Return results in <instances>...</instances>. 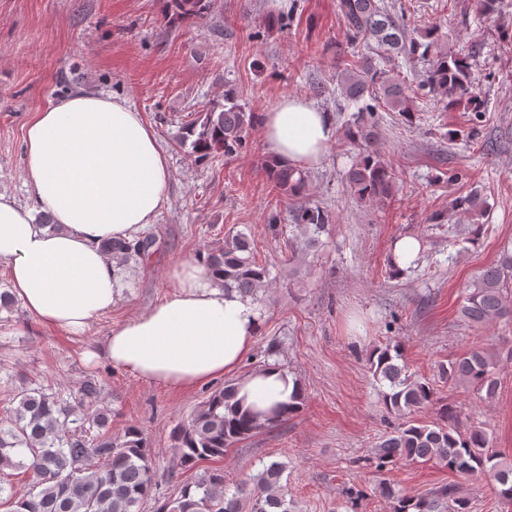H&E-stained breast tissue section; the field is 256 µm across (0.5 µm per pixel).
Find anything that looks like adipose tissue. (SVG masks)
<instances>
[{
    "label": "adipose tissue",
    "instance_id": "adipose-tissue-1",
    "mask_svg": "<svg viewBox=\"0 0 512 512\" xmlns=\"http://www.w3.org/2000/svg\"><path fill=\"white\" fill-rule=\"evenodd\" d=\"M261 131L268 150L298 168L317 166L336 139L329 114L293 95L264 112ZM25 149L32 202L0 194V264L37 323L78 335L118 295L102 240L132 239L154 224L169 202L168 157L126 100L86 92L36 112ZM36 208L54 226L34 223ZM170 278L171 294L113 327L105 353L140 378L191 390L238 367L256 341L260 311L252 298L219 288L198 262L174 266ZM296 387L287 371L268 366L238 381L236 398L264 415Z\"/></svg>",
    "mask_w": 512,
    "mask_h": 512
}]
</instances>
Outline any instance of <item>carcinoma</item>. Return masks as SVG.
Masks as SVG:
<instances>
[{
  "instance_id": "cac0c4a2",
  "label": "carcinoma",
  "mask_w": 512,
  "mask_h": 512,
  "mask_svg": "<svg viewBox=\"0 0 512 512\" xmlns=\"http://www.w3.org/2000/svg\"><path fill=\"white\" fill-rule=\"evenodd\" d=\"M214 0H164L168 23L195 24L211 13ZM341 19L352 41L362 39L386 46L408 59L427 61L422 86L440 96L443 110L467 98L472 111L481 105L471 92L468 59L439 43L436 29L424 30L422 39L409 33L403 17L386 0H337ZM385 59L370 51L336 78L343 98L358 111L373 114L365 96L373 88L382 91L386 106L405 121L415 120L414 97L391 78ZM256 124V116L246 111L237 97L224 95L205 112L202 121L184 127L183 143L190 144L201 158L215 154L232 156L245 144ZM344 139L360 147L346 179L361 202L379 203L394 195L395 173L377 152L369 149L372 131L361 123L345 126ZM270 181L280 193L300 196L307 187L305 171L274 158L265 161ZM453 206L471 217L486 210L477 193L461 197ZM293 226L301 236L290 241L294 251L314 247L332 223L328 211L300 205L292 211ZM156 238L145 235L132 240L108 238L101 249L117 265L144 260L153 253ZM225 289L252 299L268 287L270 269L257 261L247 235L239 231L226 239L224 248L199 257ZM461 317L483 328L512 319V250L504 247L496 263L479 270L467 288ZM400 345L388 342L369 355L374 378L389 384L380 393L381 403L400 420L375 448L376 468L384 471L399 461H435L465 480L493 483L498 498L512 505V462L492 449V439L479 427L462 428L456 407L442 404L437 421L420 423L411 416L421 408L437 404L435 391L427 381L408 374ZM500 352L486 347L470 350L438 366L440 378L457 387L494 397L496 367ZM4 397L0 399V505L9 512H141L156 485L153 467L155 450L144 432L130 426L112 433V411L98 407L101 387L86 378L78 398L71 402L50 386L22 381L12 388L13 375L5 370ZM235 384L213 392L190 417L172 432L180 465L191 469L199 462L219 458L232 444L268 428L255 416L239 411L232 403ZM285 465L272 462L255 476L246 477L228 493L224 473L207 470L182 485L173 499L158 505L156 512H291L281 492ZM21 470L33 476L31 488L21 493L7 471ZM379 493L391 500L393 512H468V498L460 483L419 496L398 494L384 482Z\"/></svg>"
}]
</instances>
